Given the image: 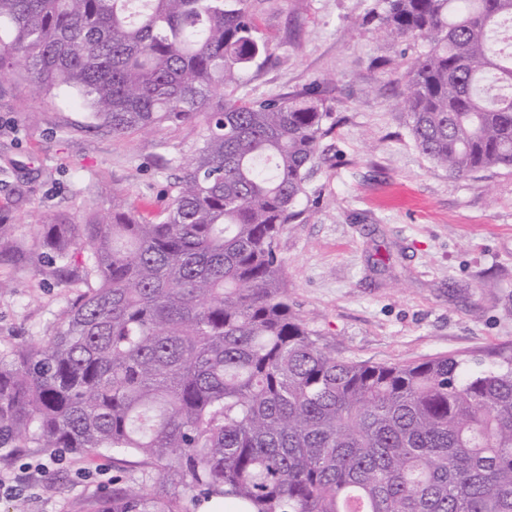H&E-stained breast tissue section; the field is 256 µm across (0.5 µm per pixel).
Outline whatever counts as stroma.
<instances>
[{
	"mask_svg": "<svg viewBox=\"0 0 512 512\" xmlns=\"http://www.w3.org/2000/svg\"><path fill=\"white\" fill-rule=\"evenodd\" d=\"M375 0H249L272 57L250 69L249 98L322 85L337 120L307 181L303 216L281 225L294 311L341 358L372 363L459 356L488 366L512 350V170L455 180L417 148L396 106L411 63L427 49L383 41ZM68 96L27 81L0 84V217L24 260L0 262V356L54 333L82 292L29 260L53 213L84 222L113 191L158 216L194 134L167 128L108 136L84 131ZM0 474L24 480L0 512H101L112 479L147 491L159 474L133 455L60 448L0 452Z\"/></svg>",
	"mask_w": 512,
	"mask_h": 512,
	"instance_id": "obj_1",
	"label": "stroma"
}]
</instances>
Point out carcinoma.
<instances>
[{
  "mask_svg": "<svg viewBox=\"0 0 512 512\" xmlns=\"http://www.w3.org/2000/svg\"><path fill=\"white\" fill-rule=\"evenodd\" d=\"M373 19L428 43L397 102L420 151L455 179L511 168L512 0H376ZM269 56L248 0H0V83L72 95L98 133H195L160 219L114 191L102 218L46 220L34 258L87 290L0 358V448L158 471L145 495L114 479L109 512H512V353L340 359L294 312L276 236L332 112L237 97Z\"/></svg>",
  "mask_w": 512,
  "mask_h": 512,
  "instance_id": "carcinoma-1",
  "label": "carcinoma"
}]
</instances>
